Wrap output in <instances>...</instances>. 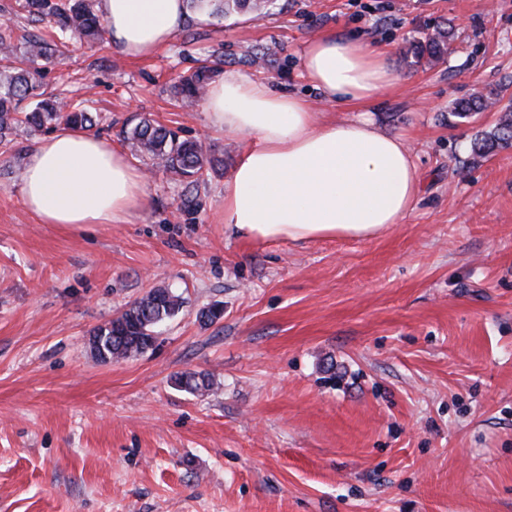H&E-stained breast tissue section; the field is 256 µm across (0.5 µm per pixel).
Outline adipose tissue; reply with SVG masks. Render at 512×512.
<instances>
[{
    "instance_id": "1",
    "label": "adipose tissue",
    "mask_w": 512,
    "mask_h": 512,
    "mask_svg": "<svg viewBox=\"0 0 512 512\" xmlns=\"http://www.w3.org/2000/svg\"><path fill=\"white\" fill-rule=\"evenodd\" d=\"M119 51L143 58L182 29L184 0H99ZM301 69L327 100L368 105L391 83L382 52L358 39L310 42ZM211 125L252 136L224 187V229L255 242L369 239L402 223L420 186L402 138L360 118L318 119L307 98L227 72L206 95ZM21 194L45 224H124L140 211V170L111 142L67 128L26 157Z\"/></svg>"
}]
</instances>
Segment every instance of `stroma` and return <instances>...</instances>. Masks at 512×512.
I'll return each mask as SVG.
<instances>
[{"mask_svg":"<svg viewBox=\"0 0 512 512\" xmlns=\"http://www.w3.org/2000/svg\"><path fill=\"white\" fill-rule=\"evenodd\" d=\"M439 26L456 30L450 52L416 62ZM325 34L383 51L392 84L369 107L330 103L305 79L299 58ZM215 52L224 71L301 94L327 120L364 116L400 136L414 212L371 239L225 233L224 186L253 138L172 94ZM42 82L91 100L101 137L141 167L147 202L127 224L40 223L21 176L43 132L19 127L0 149V512H512V146L470 151L512 105V0L192 12L148 58L71 39ZM476 92L495 108L453 116ZM144 118L208 147L192 206L126 139ZM160 286L183 307L155 346L94 358L90 332ZM214 303L220 319L201 322ZM187 371L213 390L176 386Z\"/></svg>","mask_w":512,"mask_h":512,"instance_id":"obj_1","label":"stroma"}]
</instances>
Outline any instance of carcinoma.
<instances>
[{
    "label": "carcinoma",
    "mask_w": 512,
    "mask_h": 512,
    "mask_svg": "<svg viewBox=\"0 0 512 512\" xmlns=\"http://www.w3.org/2000/svg\"><path fill=\"white\" fill-rule=\"evenodd\" d=\"M269 0H187V7L200 13L229 14L251 11L261 15ZM16 11L38 31L16 29L0 24V146L11 143V135L20 123L50 131L55 124L90 130L96 126L93 113L80 104L64 105L55 94L41 91L38 61H48L59 45L71 35L90 42L103 40L104 26L94 9V0H15ZM454 40L451 29L439 27L418 42L415 57L432 61L448 54ZM217 65L203 63L181 76L173 86L174 96L184 106H191L206 93ZM493 105L491 98L472 94L454 103L452 114L468 118ZM126 137L142 160L164 167L187 183L197 186L208 162V149L198 140L179 139L178 134L161 125L143 120L126 131ZM512 143V109L505 110L496 127L474 139L471 152L484 158L504 144ZM182 300L167 288H155L133 301L107 323L96 327L90 336L95 356L103 361L134 358L152 348L157 336L154 329L174 316ZM176 385L192 393H206L213 387L208 376L185 372L175 379Z\"/></svg>",
    "instance_id": "1"
}]
</instances>
